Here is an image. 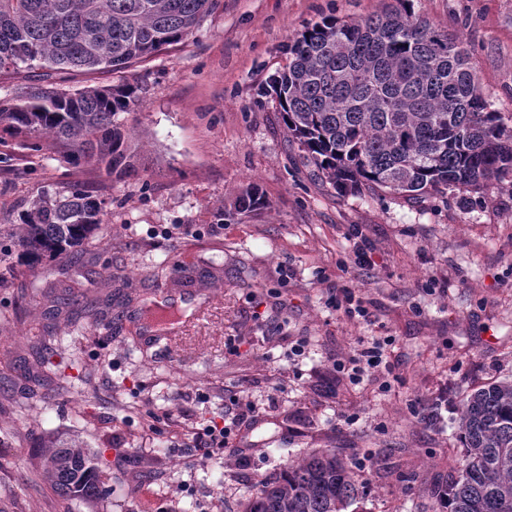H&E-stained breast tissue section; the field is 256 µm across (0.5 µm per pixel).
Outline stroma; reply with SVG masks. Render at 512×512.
<instances>
[{
	"label": "stroma",
	"mask_w": 512,
	"mask_h": 512,
	"mask_svg": "<svg viewBox=\"0 0 512 512\" xmlns=\"http://www.w3.org/2000/svg\"><path fill=\"white\" fill-rule=\"evenodd\" d=\"M388 0H222L185 41L120 73L72 76V88L130 83L139 101L124 122L138 172L107 175L0 144V212L71 184L109 202L102 231L77 258L48 272L20 268L0 285V512H241L244 494L280 464L333 448L364 494L357 512H442L439 492L462 445L453 419L468 391L512 375V193L448 190L422 200L384 191L336 192L288 131L263 90L287 61L289 41L323 17L357 21ZM417 16L460 36L493 110L512 117V0H413ZM265 209L239 221L224 205L248 185ZM191 225L173 238L175 225ZM372 266L353 262V233ZM216 311L176 352L138 338L173 272L171 258ZM446 278L433 290L430 277ZM71 285L90 297L126 296L112 327L74 331L53 319L62 395L31 387L13 364L30 357L32 312ZM361 298L368 318L336 297ZM303 341L288 358L279 337ZM389 336L390 386L377 373L334 377L363 337ZM448 408L421 424L440 393ZM261 418L246 457L184 450L224 414L229 399ZM50 431L80 436L100 456L108 497L95 506L58 499L35 474ZM155 458L153 479L136 474Z\"/></svg>",
	"instance_id": "stroma-1"
}]
</instances>
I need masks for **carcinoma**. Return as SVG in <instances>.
Instances as JSON below:
<instances>
[{
	"label": "carcinoma",
	"mask_w": 512,
	"mask_h": 512,
	"mask_svg": "<svg viewBox=\"0 0 512 512\" xmlns=\"http://www.w3.org/2000/svg\"><path fill=\"white\" fill-rule=\"evenodd\" d=\"M218 0H0V74L40 70L64 82L72 75L120 71L186 39ZM296 143L340 193L389 190L410 200L489 184L512 192V129L490 110L464 43L415 14L412 0L357 22L325 20L288 46V63L265 90ZM139 100L123 83L64 89L30 84L0 101V143L25 149L52 143L74 166L125 175L138 153L121 116ZM248 186L224 211L227 220L262 209ZM107 202L82 186L24 201L18 218L0 224V282L17 271L69 257L98 234ZM67 325L120 321L112 301L71 288L56 298ZM40 355L22 367L54 383L47 327L37 329ZM464 452L449 477V512H512V380L473 390L457 407ZM99 457L71 437L47 436L39 477L55 495L83 503L107 494ZM363 495L352 468L334 449L313 450L267 477L242 512H349Z\"/></svg>",
	"instance_id": "cac0c4a2"
}]
</instances>
